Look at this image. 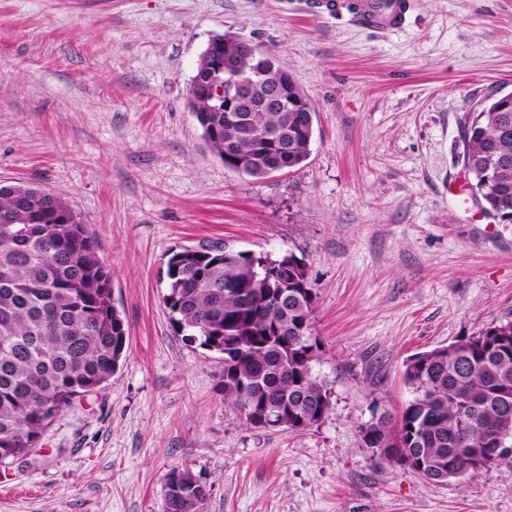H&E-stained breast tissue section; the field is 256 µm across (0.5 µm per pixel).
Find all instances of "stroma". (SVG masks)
<instances>
[{
    "label": "stroma",
    "mask_w": 512,
    "mask_h": 512,
    "mask_svg": "<svg viewBox=\"0 0 512 512\" xmlns=\"http://www.w3.org/2000/svg\"><path fill=\"white\" fill-rule=\"evenodd\" d=\"M225 32L309 96L300 166L255 180L204 139L187 90ZM494 91L512 92V0H417L381 35L308 0H0V181L81 214L128 336L108 385L0 465V512H161L176 466L206 482V512H512V467L432 482L358 431L400 415L410 355L512 322V224L459 161ZM215 246L304 259L332 391L318 424L247 425L220 354L174 331L167 260Z\"/></svg>",
    "instance_id": "1"
}]
</instances>
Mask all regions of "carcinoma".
<instances>
[{"label": "carcinoma", "instance_id": "obj_1", "mask_svg": "<svg viewBox=\"0 0 512 512\" xmlns=\"http://www.w3.org/2000/svg\"><path fill=\"white\" fill-rule=\"evenodd\" d=\"M255 44L240 42L236 69L250 73ZM281 64L248 90L257 104L281 79ZM196 121L214 153L234 151V171L265 179L272 145L198 97ZM288 108L253 121L288 141V167L309 155L310 118ZM464 153L472 188L492 216H512V94L487 97L467 115ZM163 297L175 331L222 355L221 391L256 429L303 430L331 410V389L314 367L308 340L315 295L307 265L288 252L185 248L167 263ZM112 299V277L86 224L61 196L29 183L0 185V463L40 447L56 419L99 391L127 350ZM413 394L399 418L382 413L359 425L365 447L424 478H463L474 464L512 466V322L417 353L403 363ZM209 489L189 469H171L163 512H205Z\"/></svg>", "mask_w": 512, "mask_h": 512}]
</instances>
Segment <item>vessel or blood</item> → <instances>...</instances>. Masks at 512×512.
<instances>
[{
  "mask_svg": "<svg viewBox=\"0 0 512 512\" xmlns=\"http://www.w3.org/2000/svg\"><path fill=\"white\" fill-rule=\"evenodd\" d=\"M317 9L369 30L403 26L416 8V0H318Z\"/></svg>",
  "mask_w": 512,
  "mask_h": 512,
  "instance_id": "vessel-or-blood-1",
  "label": "vessel or blood"
}]
</instances>
